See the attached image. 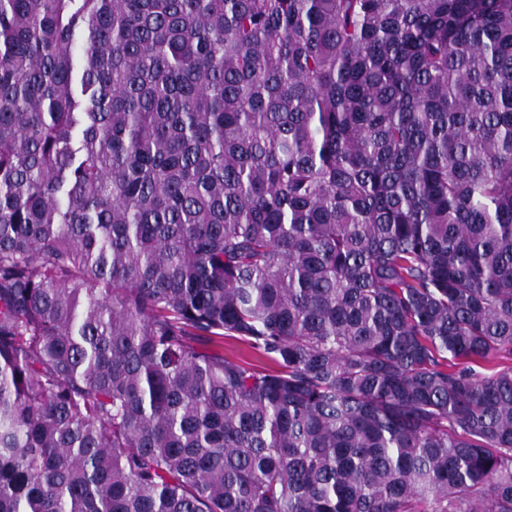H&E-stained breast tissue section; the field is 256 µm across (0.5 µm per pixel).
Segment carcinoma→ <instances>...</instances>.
Returning <instances> with one entry per match:
<instances>
[{"instance_id": "carcinoma-1", "label": "carcinoma", "mask_w": 512, "mask_h": 512, "mask_svg": "<svg viewBox=\"0 0 512 512\" xmlns=\"http://www.w3.org/2000/svg\"><path fill=\"white\" fill-rule=\"evenodd\" d=\"M0 512H512V0H0Z\"/></svg>"}]
</instances>
